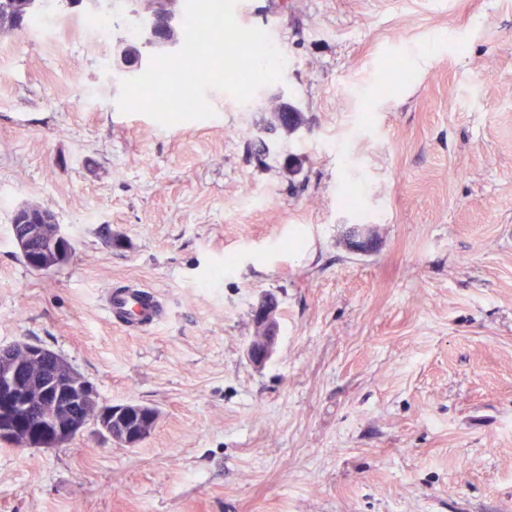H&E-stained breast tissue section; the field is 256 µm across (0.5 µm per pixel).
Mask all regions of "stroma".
Segmentation results:
<instances>
[{
	"label": "stroma",
	"mask_w": 512,
	"mask_h": 512,
	"mask_svg": "<svg viewBox=\"0 0 512 512\" xmlns=\"http://www.w3.org/2000/svg\"><path fill=\"white\" fill-rule=\"evenodd\" d=\"M146 8L54 0L53 32L0 34V344L160 412L135 448L92 424L0 445V512H512V0H241L282 79L169 127L118 106ZM283 104L294 132L269 128ZM23 204L73 244L48 273L19 257ZM123 286L162 300L156 325L106 318ZM255 336L248 344L246 356L255 368L271 359L279 338L278 304L269 295L262 296L252 309Z\"/></svg>",
	"instance_id": "obj_1"
}]
</instances>
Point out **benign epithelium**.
Here are the masks:
<instances>
[{"instance_id":"7a95c632","label":"benign epithelium","mask_w":512,"mask_h":512,"mask_svg":"<svg viewBox=\"0 0 512 512\" xmlns=\"http://www.w3.org/2000/svg\"><path fill=\"white\" fill-rule=\"evenodd\" d=\"M12 233L21 248L56 253L67 241L61 225L53 219L33 220L30 207L19 208L12 220ZM374 244L370 230L355 227L347 241L354 253L366 254ZM255 336L248 344L246 356L256 368L264 367L278 343V304L269 295L261 297L252 309ZM20 348L26 359L46 357L45 348L27 341L0 346V443L13 447L58 448L81 434L87 422L77 413L79 408L100 401L96 387L82 377L65 360H57L44 387L36 394L26 381L25 363L13 357ZM159 412L137 402L112 406V429L106 434L112 442L127 448L142 443L155 428Z\"/></svg>"}]
</instances>
